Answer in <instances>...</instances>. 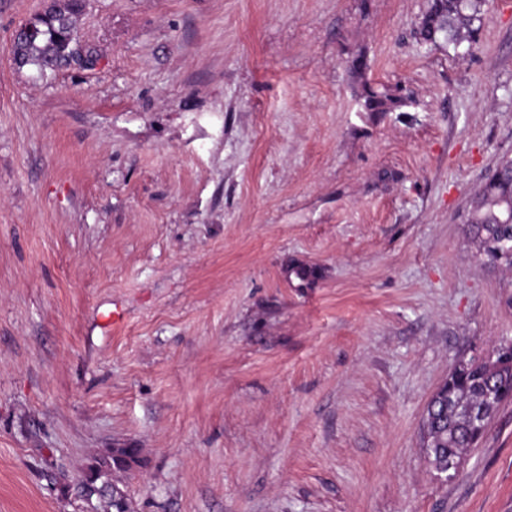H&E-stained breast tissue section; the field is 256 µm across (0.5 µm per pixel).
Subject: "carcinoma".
Returning a JSON list of instances; mask_svg holds the SVG:
<instances>
[{"label": "carcinoma", "instance_id": "cac0c4a2", "mask_svg": "<svg viewBox=\"0 0 512 512\" xmlns=\"http://www.w3.org/2000/svg\"><path fill=\"white\" fill-rule=\"evenodd\" d=\"M86 0H52L51 6L35 14L13 39V62L30 67L40 76L71 65L76 39V17ZM481 0H433L423 20L420 36L425 42L443 40L458 57L473 48L474 23L481 20ZM362 108L366 112H390L403 100L364 85ZM512 160H505L485 178L468 217L469 233L478 244L482 264L512 270ZM512 399V359L504 362L494 351L462 360L450 375L443 400L429 420L425 447L429 464L445 469L449 459L483 439L499 406ZM141 463V449L133 446L111 448L87 466L78 486L88 496L107 500V512H131L126 496L114 487V473H128Z\"/></svg>", "mask_w": 512, "mask_h": 512}]
</instances>
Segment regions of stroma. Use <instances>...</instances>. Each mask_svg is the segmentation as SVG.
Segmentation results:
<instances>
[{"label":"stroma","instance_id":"1","mask_svg":"<svg viewBox=\"0 0 512 512\" xmlns=\"http://www.w3.org/2000/svg\"><path fill=\"white\" fill-rule=\"evenodd\" d=\"M430 4L89 0L99 66L42 78L12 59L42 0H0V512H104L72 485L127 445L132 512H512V401L453 478L421 439L512 342L467 233L512 158V0L464 59ZM362 108L366 112H391L393 107L403 104V100L388 93L379 92L373 86L364 84L361 93Z\"/></svg>","mask_w":512,"mask_h":512}]
</instances>
